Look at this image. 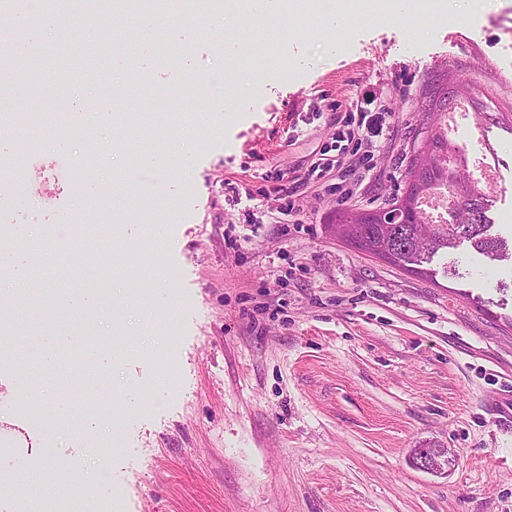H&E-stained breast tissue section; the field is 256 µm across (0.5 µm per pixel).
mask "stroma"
I'll use <instances>...</instances> for the list:
<instances>
[{
	"label": "stroma",
	"instance_id": "stroma-1",
	"mask_svg": "<svg viewBox=\"0 0 512 512\" xmlns=\"http://www.w3.org/2000/svg\"><path fill=\"white\" fill-rule=\"evenodd\" d=\"M348 2L290 0L295 18L276 29L243 19L245 65L208 35L207 17H191L117 76L114 54L144 39L130 17L120 36L101 30L102 75L90 83L62 76L58 61L63 44L85 46L83 11L38 35V78L7 103L34 115L4 158L29 191L0 225L76 239L114 227L120 239L114 274L98 285L109 310L92 322L58 311L59 295L86 280L83 255L36 261L30 246H7L17 269L39 271L12 364L58 436L46 457L35 405L0 383V472L26 478L0 512H25V499L78 477L112 512H512V429L484 410L512 390V266L463 246L435 256L431 281L331 229L336 211L402 192L435 125L424 107L457 78L483 112L462 121L456 142L495 165L488 215L494 232L512 234V0H479L463 19L454 0H416L413 27L377 2L366 13ZM186 48L206 91L185 86L173 63ZM368 88L372 111L394 113L395 125L364 154L346 200L337 134ZM229 89L238 118L199 130L190 173L174 162L146 170L119 150H148L173 117L191 120ZM66 113L71 146L59 150ZM81 158L110 175L79 206ZM289 180L300 210L285 218L276 197ZM47 333L64 338L58 366L32 371L42 354L30 339ZM145 389L153 407L111 414L114 398ZM89 404L105 433L83 429ZM428 446L447 449L441 472L413 464L412 449Z\"/></svg>",
	"mask_w": 512,
	"mask_h": 512
}]
</instances>
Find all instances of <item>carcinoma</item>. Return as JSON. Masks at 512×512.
<instances>
[{
    "label": "carcinoma",
    "instance_id": "1",
    "mask_svg": "<svg viewBox=\"0 0 512 512\" xmlns=\"http://www.w3.org/2000/svg\"><path fill=\"white\" fill-rule=\"evenodd\" d=\"M430 162L435 176L405 196L403 215L399 216L402 223L393 225L390 231L373 221L338 224V233L365 254L385 259L402 270L421 276L425 274L419 269L422 263L430 261L441 250L456 249L465 242L491 259L506 257L512 260V244L487 234L491 221L487 216L485 194L475 185L469 188L465 207L457 212L455 222L432 224L430 233L420 237L419 199L448 177V168L438 163V156H433Z\"/></svg>",
    "mask_w": 512,
    "mask_h": 512
}]
</instances>
